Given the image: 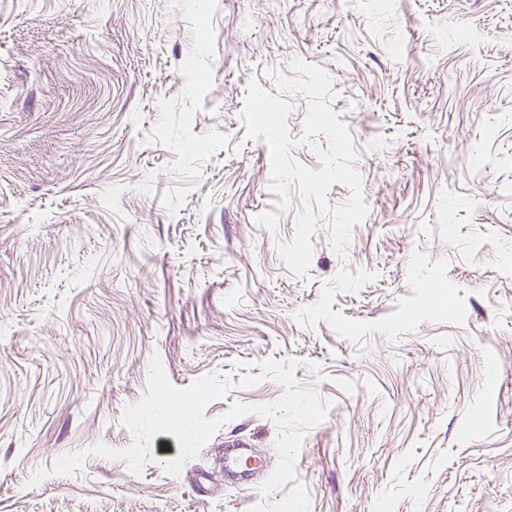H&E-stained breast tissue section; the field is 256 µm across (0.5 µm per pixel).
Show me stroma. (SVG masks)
Returning <instances> with one entry per match:
<instances>
[{
	"mask_svg": "<svg viewBox=\"0 0 512 512\" xmlns=\"http://www.w3.org/2000/svg\"><path fill=\"white\" fill-rule=\"evenodd\" d=\"M300 58L332 78L368 207L284 265L302 208L241 112ZM512 0H0V512H250L272 379L168 475L121 419L172 384L296 360L328 402L310 512H512ZM241 439L265 471L224 474ZM84 452L79 471L56 461Z\"/></svg>",
	"mask_w": 512,
	"mask_h": 512,
	"instance_id": "35a3bbf8",
	"label": "stroma"
}]
</instances>
